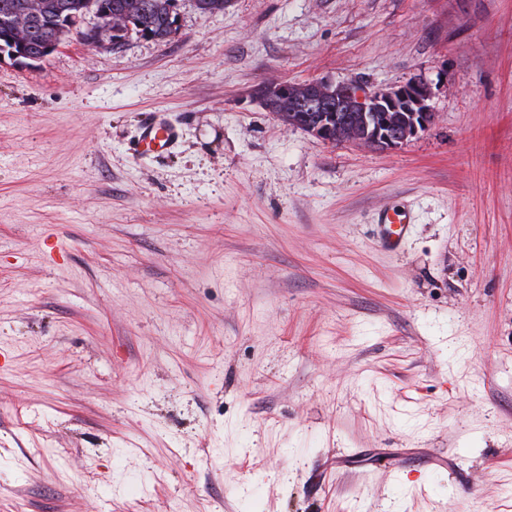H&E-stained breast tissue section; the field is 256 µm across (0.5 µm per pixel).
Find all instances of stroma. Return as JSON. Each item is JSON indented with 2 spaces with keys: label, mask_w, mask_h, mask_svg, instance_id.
Listing matches in <instances>:
<instances>
[{
  "label": "stroma",
  "mask_w": 512,
  "mask_h": 512,
  "mask_svg": "<svg viewBox=\"0 0 512 512\" xmlns=\"http://www.w3.org/2000/svg\"><path fill=\"white\" fill-rule=\"evenodd\" d=\"M175 12L0 62V512H512V0ZM415 78L393 151L258 98ZM177 139L176 130L168 125L153 120L142 125L139 142L143 146V153L161 157L167 154ZM376 224L381 245L388 248L398 246L409 224H413V216L409 210L393 211L382 210L378 213ZM393 224H399V229L394 230Z\"/></svg>",
  "instance_id": "35a3bbf8"
}]
</instances>
